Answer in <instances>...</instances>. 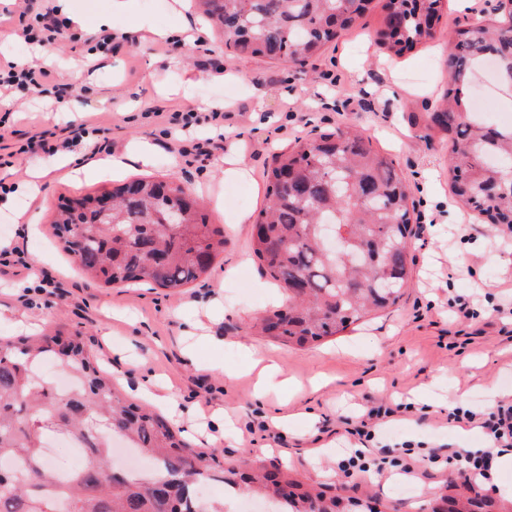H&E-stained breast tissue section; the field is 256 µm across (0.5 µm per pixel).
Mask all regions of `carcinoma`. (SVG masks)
Returning a JSON list of instances; mask_svg holds the SVG:
<instances>
[{
    "mask_svg": "<svg viewBox=\"0 0 512 512\" xmlns=\"http://www.w3.org/2000/svg\"><path fill=\"white\" fill-rule=\"evenodd\" d=\"M220 39L244 60L297 66L353 27L372 0H196ZM443 0H385L379 43L398 54L433 37L428 21ZM509 20L448 31L446 107L426 127L448 140L452 189L494 231L512 226V127L486 122L470 110L464 88L487 59L512 69ZM269 202L257 220L252 249L288 302L261 317L262 334L306 348L345 330L374 310L397 304L413 265L409 194L392 161L368 138L341 125L297 141L274 155L265 171ZM87 194L61 207L57 235L73 240L74 263L106 284H143L173 293L207 274L224 252V229L207 221L193 190L170 174L112 188V214L87 206ZM329 220L344 240L325 252L317 227ZM49 358L76 380L62 391L37 373ZM65 432L86 454L67 482L46 461V432ZM122 439L154 463V475L102 477L112 440ZM203 455L150 410L128 402L98 366L82 337L0 339V512H208L196 496L205 482L275 500L271 512H336L282 471L250 473L197 465Z\"/></svg>",
    "mask_w": 512,
    "mask_h": 512,
    "instance_id": "cac0c4a2",
    "label": "carcinoma"
}]
</instances>
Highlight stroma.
Instances as JSON below:
<instances>
[{
  "label": "stroma",
  "mask_w": 512,
  "mask_h": 512,
  "mask_svg": "<svg viewBox=\"0 0 512 512\" xmlns=\"http://www.w3.org/2000/svg\"><path fill=\"white\" fill-rule=\"evenodd\" d=\"M499 0H448L438 23L440 33L396 55L375 41L382 24L381 0L351 30L329 43L303 69L269 61L248 60L227 51L206 26L194 25L195 38L206 43L181 45L155 39L142 31L116 41L89 71L72 96L81 122L97 127V138L110 153L124 152L134 141L156 145L153 165L133 166L121 177H94L73 184L54 160L14 157L11 170L0 169L11 193L0 191V240L14 242L18 264L0 266V308L26 310L18 322L0 320V338L81 333L98 364L110 371L114 386L136 399V383L154 373L173 385L187 408L221 406L232 426L216 440L199 445L204 454L227 468L245 465L278 467L289 478L321 487L327 495L359 501L358 512H420L421 505L446 496L485 495L479 482L457 479L453 465L430 463V449L448 452L486 447L482 429L459 436L448 422L441 401L463 397L473 411L486 410V393L496 389L512 399V235L489 233L481 217L461 204L451 189L448 143L425 128L448 83L445 32L477 20L500 18ZM46 0L0 2V64L29 58L38 64L31 45L20 40V14L44 11ZM203 79L183 89L185 70ZM245 70L251 85L224 80L229 70ZM7 124L17 141L41 132L72 126L69 113L58 111L54 90H14ZM206 98L224 99V147L245 163L246 179L225 177L214 157L196 154L194 146L212 137L215 127L199 118L189 133L169 132L161 115L192 112ZM154 117H147V109ZM350 124L363 130L374 148L392 159L410 189L413 223L412 282L400 302L351 324L344 331L304 349L291 348L264 336L251 335L250 320L282 299V291L262 273L251 248L252 222L268 202L264 172L275 153L295 139ZM49 171L38 197L25 183L31 169ZM175 174L200 195L235 199L223 207L206 204L210 223L222 227L226 243L207 276L188 284L178 295L145 286L107 285L84 276L74 265L53 227L59 204L67 198L111 189L118 180L144 174ZM39 215L38 230L17 237L15 215ZM249 223H235L238 213ZM461 299L473 310L469 319L453 318L449 300ZM224 305L212 311L213 301ZM200 322L207 339L195 345L194 361L183 356V320ZM274 361L298 391L287 397L254 396L256 375L248 371L247 347ZM126 359L113 362V350ZM234 369L225 377L223 368ZM327 378L328 387L313 392L311 384ZM436 383L437 403L401 410L391 422L387 444L392 468L366 481L343 476L337 468L341 452L357 445L353 429L367 407L397 403L428 383ZM294 415L288 427L271 419ZM411 444L404 453L403 444Z\"/></svg>",
  "instance_id": "35a3bbf8"
}]
</instances>
